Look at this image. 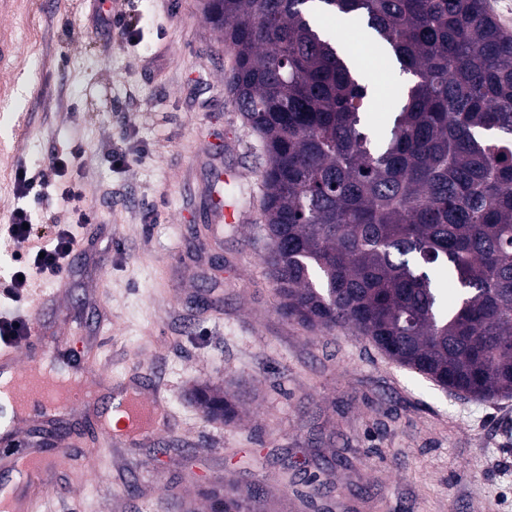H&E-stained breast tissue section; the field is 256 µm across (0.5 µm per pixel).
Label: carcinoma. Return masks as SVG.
<instances>
[{"label":"carcinoma","instance_id":"carcinoma-1","mask_svg":"<svg viewBox=\"0 0 512 512\" xmlns=\"http://www.w3.org/2000/svg\"><path fill=\"white\" fill-rule=\"evenodd\" d=\"M203 12L261 138L280 313L354 330L451 393L511 398L512 38L486 0H204ZM324 17L366 26L412 76L380 134ZM194 399L210 420L236 416L213 386ZM209 498L212 512H269L260 484Z\"/></svg>","mask_w":512,"mask_h":512}]
</instances>
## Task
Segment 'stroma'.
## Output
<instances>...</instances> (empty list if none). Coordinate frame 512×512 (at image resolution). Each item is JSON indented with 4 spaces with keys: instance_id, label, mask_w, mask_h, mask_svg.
Here are the masks:
<instances>
[{
    "instance_id": "35a3bbf8",
    "label": "stroma",
    "mask_w": 512,
    "mask_h": 512,
    "mask_svg": "<svg viewBox=\"0 0 512 512\" xmlns=\"http://www.w3.org/2000/svg\"><path fill=\"white\" fill-rule=\"evenodd\" d=\"M202 0H112L125 29L95 10L13 0L19 50L0 73V225L15 171L80 145L94 223L47 315L57 366L92 359L97 396L59 413L75 462L57 471L48 512H168L216 485H267L277 512H512V398H463L389 360L350 331L283 317L262 257L258 135L226 86L231 52ZM137 46H128L127 30ZM369 130L391 120L404 81L384 61ZM133 154L111 163L114 151ZM222 190L233 222L212 224ZM229 386L240 421L203 418L193 390ZM160 393L148 433L105 439L118 396Z\"/></svg>"
}]
</instances>
